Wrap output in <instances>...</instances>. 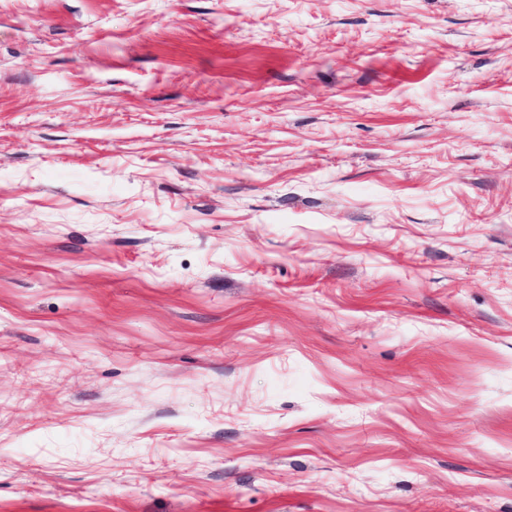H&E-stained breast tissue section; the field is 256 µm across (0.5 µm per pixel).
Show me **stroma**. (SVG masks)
Segmentation results:
<instances>
[{"label":"stroma","mask_w":512,"mask_h":512,"mask_svg":"<svg viewBox=\"0 0 512 512\" xmlns=\"http://www.w3.org/2000/svg\"><path fill=\"white\" fill-rule=\"evenodd\" d=\"M0 512H512V0H0Z\"/></svg>","instance_id":"1"}]
</instances>
